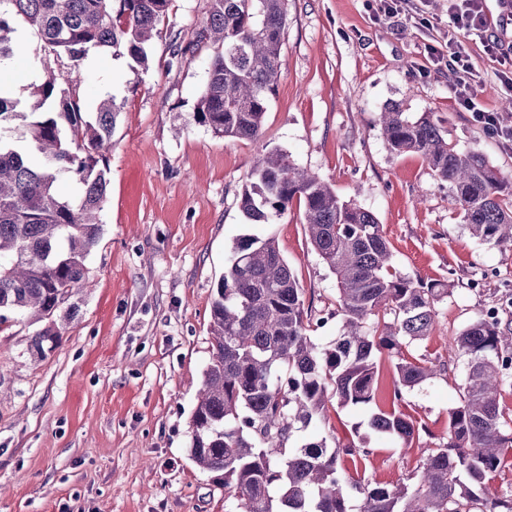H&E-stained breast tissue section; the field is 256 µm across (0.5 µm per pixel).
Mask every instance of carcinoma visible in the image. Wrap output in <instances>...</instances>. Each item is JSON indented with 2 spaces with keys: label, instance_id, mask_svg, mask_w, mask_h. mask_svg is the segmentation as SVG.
Returning a JSON list of instances; mask_svg holds the SVG:
<instances>
[{
  "label": "carcinoma",
  "instance_id": "obj_1",
  "mask_svg": "<svg viewBox=\"0 0 512 512\" xmlns=\"http://www.w3.org/2000/svg\"><path fill=\"white\" fill-rule=\"evenodd\" d=\"M288 0H209L185 55L208 40L215 54L194 120L224 138L263 134L268 94L281 66ZM170 0H0V325L12 317L42 328L38 354L56 345L77 316L74 296L88 280L86 259L98 243L110 170L106 154L123 104L108 95L83 109L73 73L91 50L115 51L148 69V48ZM29 33L61 69H50L31 99L13 96L7 75L18 35ZM389 149L413 152L448 183L451 202L472 237L512 250V182L480 151H460L432 112L397 106L380 113ZM239 194L249 224H272L292 207L315 252L336 278L334 308L316 320L304 288L268 235L241 241L210 305V357L189 421L191 461L224 488L234 512H512V490L489 484L512 455V300L481 311L453 338L466 360L448 432L429 449L411 482L346 481L341 459L370 437L404 445L419 429L396 410L369 415L367 431L345 444L306 436L330 408L369 407L380 393L382 355L398 358L393 400L445 370L402 347L426 340L445 281L424 283L399 272L373 212L344 200L282 150L256 157ZM68 177L73 197L57 191ZM336 320L328 345L314 333ZM358 499V505L352 500Z\"/></svg>",
  "mask_w": 512,
  "mask_h": 512
}]
</instances>
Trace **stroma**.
<instances>
[{
  "label": "stroma",
  "instance_id": "stroma-1",
  "mask_svg": "<svg viewBox=\"0 0 512 512\" xmlns=\"http://www.w3.org/2000/svg\"><path fill=\"white\" fill-rule=\"evenodd\" d=\"M425 2L417 19L377 14L374 0H288L282 64L255 140L217 136L193 118L214 48L197 43L181 57L173 47L194 41L209 0H171L147 70L89 53L80 65L85 111L107 94L124 103L106 159L102 234L86 260L89 285L75 297L78 317L52 351H31L37 328L24 320L0 326V512H225L223 490L187 451L217 280L243 237L272 235L309 314L336 296L296 212L249 224L239 210L253 158L275 149L372 211L402 273L450 285L432 335L410 348L446 373L395 403L394 363L380 362L379 405L421 426L419 444L371 442L348 468L391 485L413 474L457 402L465 361L453 337L512 292V252L472 238L447 183L420 155L392 153L377 123L391 103L435 113L457 148L479 150L512 176V149L457 105L447 69L426 51L448 49V0ZM464 45L483 80L481 103L500 110L498 62L482 37ZM47 63L26 41L16 97L27 98Z\"/></svg>",
  "mask_w": 512,
  "mask_h": 512
}]
</instances>
